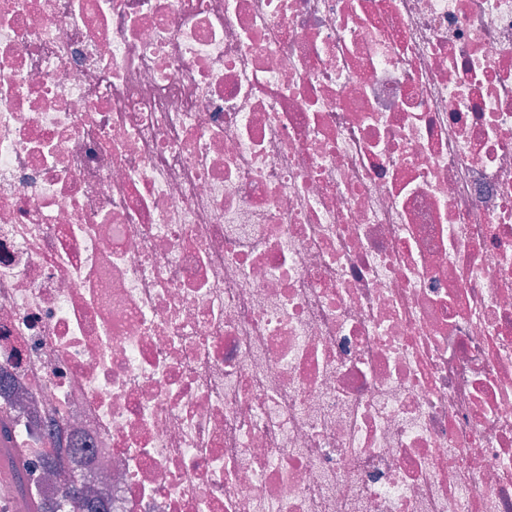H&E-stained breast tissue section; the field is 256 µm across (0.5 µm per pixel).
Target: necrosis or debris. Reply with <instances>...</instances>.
<instances>
[{"instance_id": "1", "label": "necrosis or debris", "mask_w": 512, "mask_h": 512, "mask_svg": "<svg viewBox=\"0 0 512 512\" xmlns=\"http://www.w3.org/2000/svg\"><path fill=\"white\" fill-rule=\"evenodd\" d=\"M0 365L112 512H512V0H0Z\"/></svg>"}]
</instances>
